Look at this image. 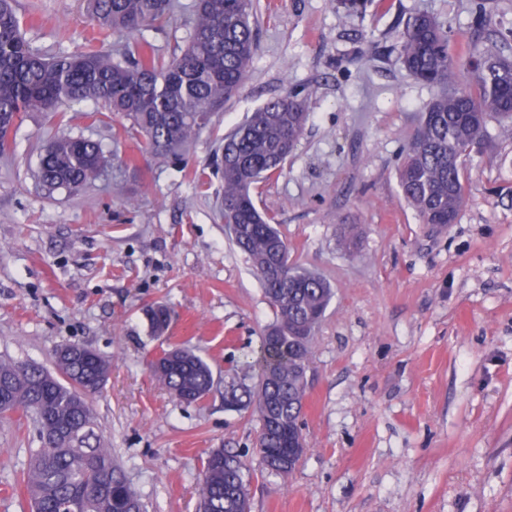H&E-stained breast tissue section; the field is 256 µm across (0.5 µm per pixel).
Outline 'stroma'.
I'll return each mask as SVG.
<instances>
[{
  "mask_svg": "<svg viewBox=\"0 0 512 512\" xmlns=\"http://www.w3.org/2000/svg\"><path fill=\"white\" fill-rule=\"evenodd\" d=\"M192 3L178 0L167 22L143 30L160 54L182 45ZM17 9L41 53L97 45L85 0ZM420 12L445 22L457 58L474 46L512 58V0H367L360 16L337 0H259L249 75L186 163L141 165L142 137L112 138L120 118L92 126L77 112L63 129L113 156L80 194H46L32 176L62 129L48 114L26 113L0 153V359L49 369L59 345L82 343L110 361L94 430L145 512H197L214 448L248 465L251 512H512V136L489 118L463 163L456 223H420L396 168L435 91L395 48ZM289 90L309 122L254 197L291 261L334 295L308 371L306 453L280 477L259 464L256 416L224 404L230 383L255 381L251 360L274 315L227 239L212 160L225 132ZM157 302L171 309L160 337L146 316ZM174 344L213 371L202 401L179 402L150 370ZM38 446L31 418H0V512H31L21 480Z\"/></svg>",
  "mask_w": 512,
  "mask_h": 512,
  "instance_id": "obj_1",
  "label": "stroma"
}]
</instances>
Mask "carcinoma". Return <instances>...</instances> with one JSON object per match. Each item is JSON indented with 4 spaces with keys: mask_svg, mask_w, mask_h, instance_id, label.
Listing matches in <instances>:
<instances>
[{
    "mask_svg": "<svg viewBox=\"0 0 512 512\" xmlns=\"http://www.w3.org/2000/svg\"><path fill=\"white\" fill-rule=\"evenodd\" d=\"M99 35L124 38L117 53L89 49L46 57L24 38L13 0H0V140L15 131L26 112L63 117L90 104L85 117L112 128L117 141L131 128L145 140L144 163L182 159L211 115L224 111L240 91L256 50L253 0H194L186 48L166 58L141 37L162 24L174 0H88ZM404 68L418 82L441 88L425 107L403 152L397 176L403 198L424 224L455 223L465 200L463 162L485 139L488 117L512 122V67L494 65L497 55L469 54L473 92L462 86L459 59L448 48V30L437 17L419 13L398 35ZM309 119L296 91L268 99L224 135L213 166L224 179L220 210L229 241L251 262L274 319L264 331L254 387L231 385L233 407L257 415V452L263 471L284 476L300 458L285 455L288 433L299 428L316 332L332 300V288L314 271L289 261L288 245L257 208L252 188L282 171ZM108 157L100 141L57 135L39 158L36 176L50 191L78 194L99 180ZM151 329L165 333L167 305L148 311ZM51 372L31 363L0 361V416L34 415L40 447L23 478L35 512H143L112 452L94 432V384L106 382L110 361L73 344L54 358ZM169 393L196 403L214 387L210 366L193 351L172 347L152 363ZM201 512H243L250 503L244 463L222 448L205 461L199 488Z\"/></svg>",
    "mask_w": 512,
    "mask_h": 512,
    "instance_id": "carcinoma-1",
    "label": "carcinoma"
}]
</instances>
